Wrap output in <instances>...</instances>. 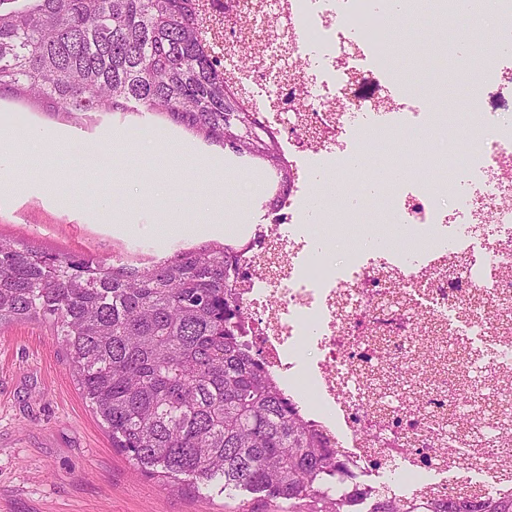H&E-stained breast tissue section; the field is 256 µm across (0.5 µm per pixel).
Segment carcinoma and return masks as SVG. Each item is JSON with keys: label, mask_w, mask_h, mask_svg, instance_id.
Wrapping results in <instances>:
<instances>
[{"label": "carcinoma", "mask_w": 512, "mask_h": 512, "mask_svg": "<svg viewBox=\"0 0 512 512\" xmlns=\"http://www.w3.org/2000/svg\"><path fill=\"white\" fill-rule=\"evenodd\" d=\"M200 0H0V91L77 117L163 115L227 154L292 176L275 132L224 77ZM237 256L225 245L111 263L0 238V326L62 338L83 398L141 472L267 512H347L336 465L240 341ZM371 512H512V497L397 502Z\"/></svg>", "instance_id": "carcinoma-1"}]
</instances>
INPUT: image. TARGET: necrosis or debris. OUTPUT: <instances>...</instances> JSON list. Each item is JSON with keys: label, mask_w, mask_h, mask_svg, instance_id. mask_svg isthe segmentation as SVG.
Segmentation results:
<instances>
[{"label": "necrosis or debris", "mask_w": 512, "mask_h": 512, "mask_svg": "<svg viewBox=\"0 0 512 512\" xmlns=\"http://www.w3.org/2000/svg\"><path fill=\"white\" fill-rule=\"evenodd\" d=\"M224 72L268 126L286 129L292 192L264 224L244 225L238 258L242 330L281 392L334 451L339 485L365 512L476 490L512 495V456L490 453L484 425L455 442L448 421L475 390L448 344L482 339L512 372V117L485 111V80L512 82V53L458 76L447 112L429 108L390 36L433 15L468 14L487 36L512 34V0H221ZM251 66L238 55L248 46ZM388 74L398 99L355 121L351 75ZM373 214L343 254L323 199ZM460 260L456 274L448 266ZM396 294L397 306L378 305Z\"/></svg>", "instance_id": "obj_1"}]
</instances>
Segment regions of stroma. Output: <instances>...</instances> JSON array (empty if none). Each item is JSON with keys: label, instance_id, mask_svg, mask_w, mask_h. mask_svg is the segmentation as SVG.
<instances>
[{"label": "stroma", "instance_id": "35a3bbf8", "mask_svg": "<svg viewBox=\"0 0 512 512\" xmlns=\"http://www.w3.org/2000/svg\"><path fill=\"white\" fill-rule=\"evenodd\" d=\"M477 60L487 44L479 29L449 19L425 46L417 34L392 39L405 66L424 69L442 60L448 73L461 63V39ZM32 128L59 134L69 147L104 146L111 164L90 176L54 157L43 141L24 145L35 167L0 168V236L48 251H75L107 259L141 241L155 255L223 241L205 229L209 213L246 212L249 223L265 221L263 202L246 204L241 183L262 177L264 164L248 161L232 169L223 149L196 138L167 119L131 112H93L67 121L40 105L0 94V130ZM156 131L178 158L168 165L155 156L139 132ZM130 142L115 141L116 133ZM223 182V193L213 185ZM164 185L182 202L161 212L155 188ZM110 201L118 215L102 220L97 201ZM0 512H226L223 499L204 500L180 482L163 483L141 474L118 449L82 397L52 326L26 321L0 328Z\"/></svg>", "mask_w": 512, "mask_h": 512}]
</instances>
